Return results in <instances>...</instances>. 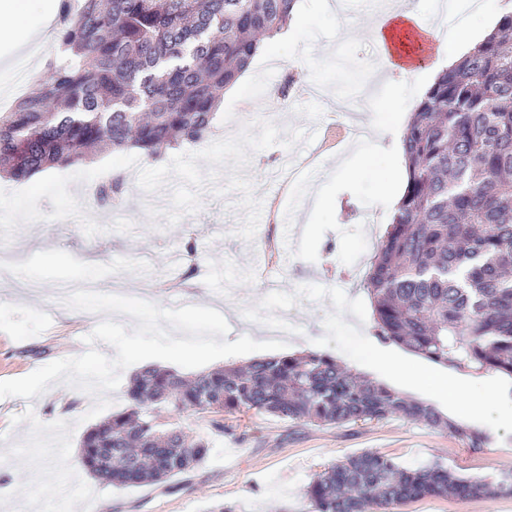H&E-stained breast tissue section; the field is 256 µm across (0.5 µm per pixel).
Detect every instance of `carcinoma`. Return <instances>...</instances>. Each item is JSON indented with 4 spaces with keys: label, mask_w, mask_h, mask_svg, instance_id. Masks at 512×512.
Wrapping results in <instances>:
<instances>
[{
    "label": "carcinoma",
    "mask_w": 512,
    "mask_h": 512,
    "mask_svg": "<svg viewBox=\"0 0 512 512\" xmlns=\"http://www.w3.org/2000/svg\"><path fill=\"white\" fill-rule=\"evenodd\" d=\"M298 0H60L49 76L0 112V177L27 181L136 148L156 159L211 132L219 93ZM407 186L366 273L378 336L427 359L512 375V10L442 71L402 140ZM125 179L98 186L118 202ZM131 404L81 440V463L104 486L168 480L205 461L210 442L169 422L183 410H254L317 427L399 416L459 434L432 405L353 374L317 352L260 358L184 377L148 367ZM311 512H381L416 499L512 497V470L465 474L433 461L413 467L363 450L327 465L305 489Z\"/></svg>",
    "instance_id": "1"
}]
</instances>
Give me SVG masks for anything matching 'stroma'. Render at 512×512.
Returning a JSON list of instances; mask_svg holds the SVG:
<instances>
[{"label": "stroma", "mask_w": 512, "mask_h": 512, "mask_svg": "<svg viewBox=\"0 0 512 512\" xmlns=\"http://www.w3.org/2000/svg\"><path fill=\"white\" fill-rule=\"evenodd\" d=\"M309 2L312 9L292 43L275 47L270 58L253 60L250 78L224 97L209 135L213 142L234 136L258 118L284 130L315 132L309 148L318 160L288 183L287 194H279V183L297 154L283 146L254 153L239 172L251 181L263 207L277 206L282 220H260L254 240L246 241L236 234L244 216L236 208L240 193L218 195L207 188L200 193L199 211L171 226L165 217L150 219L138 168H126V191L117 210L131 222V231L90 237L79 221L50 217L19 226L4 251L16 261L12 278H0V380L87 351L85 338L100 315L70 309L59 297L77 283L97 281L166 308L233 309L238 319L226 336L230 342L243 335L267 340L271 327L282 325L287 353L331 356L353 372L431 404L463 432L449 434L398 417L364 426L316 427L250 411L225 415L218 436L210 431L209 416L185 412L173 421L190 438L209 440L206 460L163 484H93L94 512H208L218 501L231 512H310L304 489L314 475L368 449L392 454L407 466L438 460L473 475L512 469V377L443 366L449 381L465 387L464 396L451 401L435 386L416 382L427 358L378 337L364 277L395 210L381 192L394 157L374 150L365 162L344 168L337 161L345 149L327 138L336 123L328 104L339 98H368L386 133H404L431 80L410 74L393 94L375 79L380 53L371 21L391 0H339L333 9L322 0ZM27 55L24 49L0 48V106L17 98L18 70L46 79L45 67L31 66ZM292 70L304 83L320 87L321 98H273ZM94 402L90 394L57 381L29 400L0 399V451L27 439L29 423L16 425L12 419L28 411L45 424H73L71 446L79 448ZM470 431L484 435L481 447L470 446ZM395 512H512V498H423Z\"/></svg>", "instance_id": "stroma-1"}]
</instances>
